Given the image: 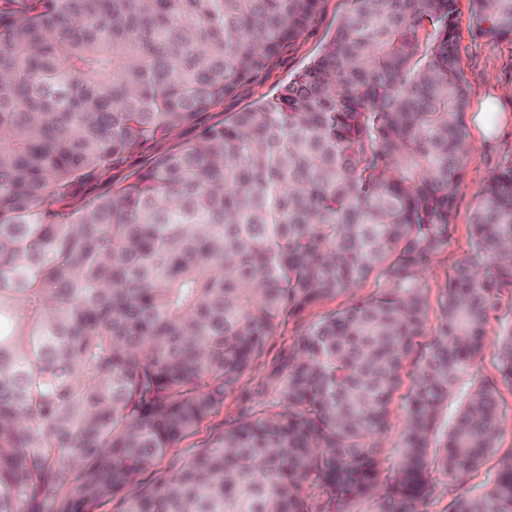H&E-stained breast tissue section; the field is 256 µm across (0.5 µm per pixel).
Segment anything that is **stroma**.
<instances>
[{"mask_svg": "<svg viewBox=\"0 0 512 512\" xmlns=\"http://www.w3.org/2000/svg\"><path fill=\"white\" fill-rule=\"evenodd\" d=\"M348 7V0H321L316 18L304 33L286 43L264 70L227 95L219 111H244L287 84L296 73L319 55L323 45L334 34L338 18ZM455 41L470 103L464 118L468 153L453 218L454 229L447 247L437 254L424 273L429 305L428 327L432 330L436 329L439 323L440 303L448 280L470 249V225L477 203L476 194L493 173L512 161V38L489 40L478 36L472 20L471 0H458ZM493 95L500 98L502 124L495 136L486 138L476 129L474 116L480 104ZM167 147L168 144L164 141L146 144L139 151L115 164L107 176L96 177L79 185L76 190L77 196L100 195L112 186L124 183L131 172L140 169L150 157ZM348 302V294H336L307 309L289 324L286 332L271 336L264 353L253 361L237 389L225 396L224 405L217 415L204 422L195 435L184 440L178 447L170 449L159 465L160 470L167 471L172 465H180L190 460L213 435L222 430L226 421L239 416L245 397L252 394L257 383L272 368L280 353L292 346L310 325L319 321L326 313L344 308ZM510 323L512 295L505 293L501 295L497 307L488 314L486 332L489 341L474 362L473 373L476 379L498 382L501 411V430L497 447L473 474L472 481L476 484L485 483L493 478L501 460L512 455V387L498 381L494 345L496 337ZM427 343V337H419L414 351L405 362L402 386L392 398L387 429L380 440L381 465H390L398 457L397 443L405 421L404 397L411 384V374Z\"/></svg>", "mask_w": 512, "mask_h": 512, "instance_id": "stroma-1", "label": "stroma"}]
</instances>
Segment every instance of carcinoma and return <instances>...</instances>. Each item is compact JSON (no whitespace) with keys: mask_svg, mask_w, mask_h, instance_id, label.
<instances>
[{"mask_svg":"<svg viewBox=\"0 0 512 512\" xmlns=\"http://www.w3.org/2000/svg\"><path fill=\"white\" fill-rule=\"evenodd\" d=\"M321 0H0V512H512L497 384L460 380L512 293V161L480 188L468 256L412 373L398 460L375 442L426 335L423 272L448 246L467 153L457 0H350L292 81L173 140L298 38ZM512 36V0H472ZM155 140L112 191L76 188ZM256 395L154 472L306 309ZM512 387V325L495 341ZM442 454L432 436L451 398ZM317 489L304 490L306 483Z\"/></svg>","mask_w":512,"mask_h":512,"instance_id":"1","label":"carcinoma"}]
</instances>
